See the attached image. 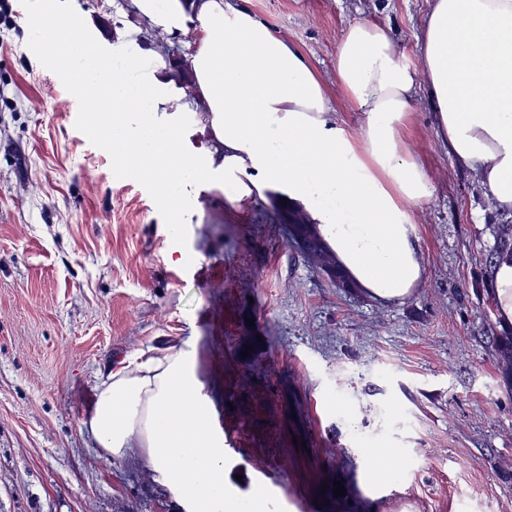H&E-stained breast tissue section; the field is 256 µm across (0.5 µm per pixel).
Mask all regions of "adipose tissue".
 <instances>
[{"label":"adipose tissue","instance_id":"obj_1","mask_svg":"<svg viewBox=\"0 0 512 512\" xmlns=\"http://www.w3.org/2000/svg\"><path fill=\"white\" fill-rule=\"evenodd\" d=\"M167 30L195 27L191 55L199 120L211 147L183 156L176 132L152 124L109 145L127 170L171 198L170 170L251 171L236 199L278 186L309 217L348 279L368 296L399 301L422 281L410 210L431 193L423 168L406 155L400 128L424 73L437 106L436 130L450 156L476 172L495 208L512 212V0H432L419 70H411L387 27L350 24L336 48V78L364 114L358 134L329 114L327 91L302 53L249 9L226 0H134ZM123 77L68 76L94 111L118 117L140 109L181 112L164 90L163 61L130 54ZM196 355L142 351L108 372L84 427L111 458L139 454L182 512H239L224 484V448L211 428Z\"/></svg>","mask_w":512,"mask_h":512}]
</instances>
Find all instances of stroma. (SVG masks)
<instances>
[{"label":"stroma","instance_id":"35a3bbf8","mask_svg":"<svg viewBox=\"0 0 512 512\" xmlns=\"http://www.w3.org/2000/svg\"><path fill=\"white\" fill-rule=\"evenodd\" d=\"M228 2L301 50L351 134L364 115L336 81L346 28L385 25L415 68L432 5ZM41 4L0 0L12 22L0 31V512H180L140 460L101 468L83 426L101 376L150 347L196 348L212 427L235 443L224 483L243 497L264 488L266 512H512V484L496 474L512 455V389L493 364L499 320L485 289L494 227L512 215L438 138L425 77L400 130L432 189L411 210L422 283L381 302L316 269L269 195L237 202L234 182L191 179L175 211L154 182L126 177L106 132L86 125L85 100L36 47ZM50 5L104 61L168 44L189 64L194 30L150 24L133 0ZM160 79L186 109L151 122L205 157L202 103L169 71ZM375 448L392 452L387 479L371 468Z\"/></svg>","mask_w":512,"mask_h":512}]
</instances>
